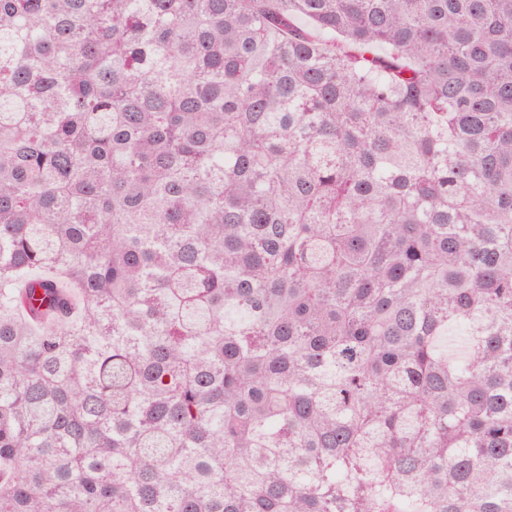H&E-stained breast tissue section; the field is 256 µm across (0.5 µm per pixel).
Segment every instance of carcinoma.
<instances>
[{"label":"carcinoma","mask_w":512,"mask_h":512,"mask_svg":"<svg viewBox=\"0 0 512 512\" xmlns=\"http://www.w3.org/2000/svg\"><path fill=\"white\" fill-rule=\"evenodd\" d=\"M0 512H512V0H0Z\"/></svg>","instance_id":"obj_1"}]
</instances>
